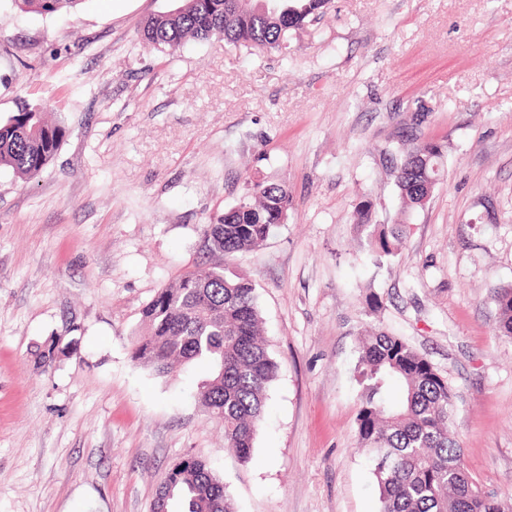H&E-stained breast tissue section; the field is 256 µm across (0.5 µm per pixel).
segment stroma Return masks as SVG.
I'll use <instances>...</instances> for the list:
<instances>
[{
  "instance_id": "stroma-1",
  "label": "stroma",
  "mask_w": 512,
  "mask_h": 512,
  "mask_svg": "<svg viewBox=\"0 0 512 512\" xmlns=\"http://www.w3.org/2000/svg\"><path fill=\"white\" fill-rule=\"evenodd\" d=\"M173 5L0 0V118L47 102L67 127L33 178L0 169V512H151L188 455L236 512H379L356 423L374 330L447 380L463 465L512 512V340L490 297L512 285V0H332L280 51L143 45ZM414 138L443 145L445 177L378 267L357 210L400 222L388 158ZM250 180L285 182L294 208L222 260L255 284L278 363L245 463L198 399L206 365L160 377L131 349ZM83 2L84 0H12L21 11H34L44 15L75 9Z\"/></svg>"
}]
</instances>
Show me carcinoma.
Listing matches in <instances>:
<instances>
[{
  "mask_svg": "<svg viewBox=\"0 0 512 512\" xmlns=\"http://www.w3.org/2000/svg\"><path fill=\"white\" fill-rule=\"evenodd\" d=\"M85 0H12L22 11L53 15ZM149 18L143 43L175 46L188 38L283 48L288 31L324 15L331 0H179ZM66 135L63 120L47 106L20 102L0 118V169L30 179L53 157ZM444 150L434 141L413 142L393 159L403 214L422 208L445 173ZM293 197L278 182H249L238 202L202 226L203 248L214 257L252 249L288 223ZM407 224H392L369 240L378 266L398 254ZM497 332L512 339V286H495ZM148 332L132 358L167 376L198 360L209 363L199 387L204 408L224 422L226 447L243 462L254 440L278 364L261 337V317L251 280L224 272L221 264L193 269L159 289L142 310ZM361 385L357 429L374 461L380 512H505L496 498L476 488L449 430L453 396L448 382L400 337L373 332L363 341L357 367ZM173 512H235L223 482L206 462L187 457L167 473Z\"/></svg>",
  "mask_w": 512,
  "mask_h": 512,
  "instance_id": "cac0c4a2",
  "label": "carcinoma"
}]
</instances>
